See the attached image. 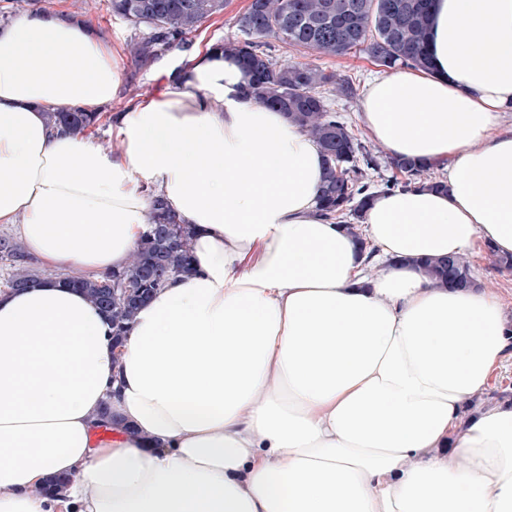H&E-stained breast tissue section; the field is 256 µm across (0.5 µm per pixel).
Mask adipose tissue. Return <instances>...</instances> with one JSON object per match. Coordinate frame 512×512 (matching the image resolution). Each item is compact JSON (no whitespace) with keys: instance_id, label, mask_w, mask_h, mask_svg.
I'll use <instances>...</instances> for the list:
<instances>
[{"instance_id":"ef3b65f1","label":"adipose tissue","mask_w":512,"mask_h":512,"mask_svg":"<svg viewBox=\"0 0 512 512\" xmlns=\"http://www.w3.org/2000/svg\"><path fill=\"white\" fill-rule=\"evenodd\" d=\"M427 52L366 83L362 122L448 189L376 194L367 258L318 211L319 146L236 57L167 73L107 147L46 114L122 97L111 45L0 23V224L49 269L0 291V512H512V400L466 409L512 358V318L416 264L512 254V0H434ZM153 189L194 227L193 269L118 349L62 275L125 268Z\"/></svg>"}]
</instances>
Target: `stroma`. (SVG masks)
Returning <instances> with one entry per match:
<instances>
[{
    "mask_svg": "<svg viewBox=\"0 0 512 512\" xmlns=\"http://www.w3.org/2000/svg\"><path fill=\"white\" fill-rule=\"evenodd\" d=\"M249 3L250 0H227L220 16L204 22L197 32L187 36L182 46L166 52L146 69L137 68L124 55L127 43L131 39L142 36V29L112 15L108 10L107 0H28L27 4L21 7L16 6L14 0H0V20H10L21 12L26 14L60 12L91 26L102 39L111 43L113 50L122 57L123 98L114 104L115 109L119 110L123 108L127 99L156 95L163 91L165 86L163 71L175 67L180 58L190 55L195 50L236 36L234 19L247 9ZM270 45L271 54L277 61L309 62L322 69L351 76L356 90L355 97L333 101L332 107L341 113L352 128L362 129L358 92L380 71L379 66L365 52L328 57L296 50L275 39L271 40ZM467 259L477 285L496 289L505 313L512 317V269L498 268L494 256L487 252L468 254Z\"/></svg>",
    "mask_w": 512,
    "mask_h": 512,
    "instance_id": "35a3bbf8",
    "label": "stroma"
}]
</instances>
